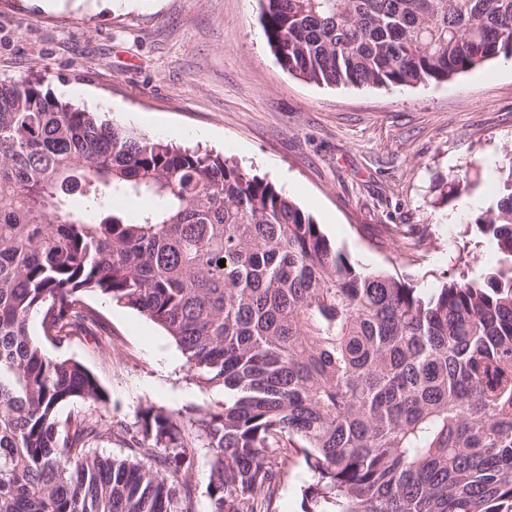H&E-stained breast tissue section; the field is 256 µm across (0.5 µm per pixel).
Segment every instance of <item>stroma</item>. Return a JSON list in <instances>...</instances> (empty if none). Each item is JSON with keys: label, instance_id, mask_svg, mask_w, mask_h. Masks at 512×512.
Wrapping results in <instances>:
<instances>
[{"label": "stroma", "instance_id": "stroma-1", "mask_svg": "<svg viewBox=\"0 0 512 512\" xmlns=\"http://www.w3.org/2000/svg\"><path fill=\"white\" fill-rule=\"evenodd\" d=\"M262 0H0V79L30 77L149 138L200 145L265 177L370 270L429 289L493 248L476 218L512 168V61L461 77L377 88L305 82L266 44ZM464 175L469 190L441 197ZM98 321L61 346L109 397L113 421L146 406L221 400L189 381L166 332L89 294ZM310 475L291 457L276 512H304Z\"/></svg>", "mask_w": 512, "mask_h": 512}]
</instances>
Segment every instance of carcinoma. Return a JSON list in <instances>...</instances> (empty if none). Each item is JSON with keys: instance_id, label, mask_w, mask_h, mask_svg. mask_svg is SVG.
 I'll list each match as a JSON object with an SVG mask.
<instances>
[{"instance_id": "obj_1", "label": "carcinoma", "mask_w": 512, "mask_h": 512, "mask_svg": "<svg viewBox=\"0 0 512 512\" xmlns=\"http://www.w3.org/2000/svg\"><path fill=\"white\" fill-rule=\"evenodd\" d=\"M290 74L325 85L443 82L512 59V0H263ZM81 185L78 207L69 192ZM475 220L495 263L424 291L340 249L272 182L140 136L25 79L0 82V512H273L291 454L305 512H512V166ZM147 198L135 213L113 198ZM225 260V266L218 261ZM101 294L174 340L224 400L105 408L50 356ZM117 435L130 454L105 456ZM207 450L205 448H198L197 450V467L195 476L193 479L194 491V503L196 512H209L210 501L206 494V481L204 479V473L207 462Z\"/></svg>"}]
</instances>
